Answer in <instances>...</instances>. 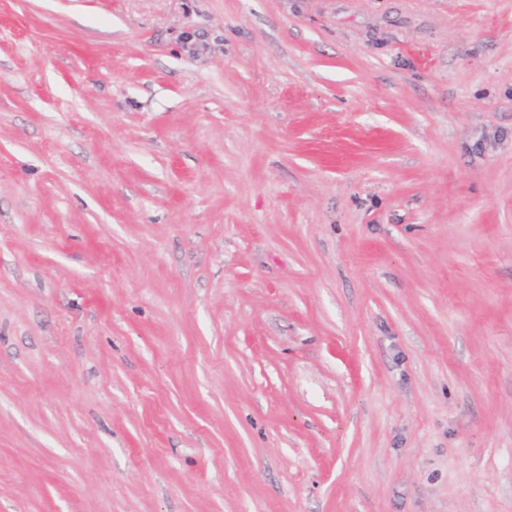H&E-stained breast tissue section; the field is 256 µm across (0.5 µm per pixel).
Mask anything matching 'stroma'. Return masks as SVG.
<instances>
[{"label": "stroma", "mask_w": 512, "mask_h": 512, "mask_svg": "<svg viewBox=\"0 0 512 512\" xmlns=\"http://www.w3.org/2000/svg\"><path fill=\"white\" fill-rule=\"evenodd\" d=\"M0 512H512V0H0Z\"/></svg>", "instance_id": "obj_1"}]
</instances>
